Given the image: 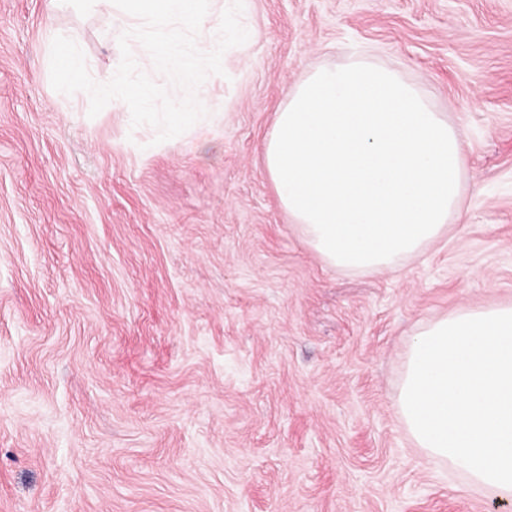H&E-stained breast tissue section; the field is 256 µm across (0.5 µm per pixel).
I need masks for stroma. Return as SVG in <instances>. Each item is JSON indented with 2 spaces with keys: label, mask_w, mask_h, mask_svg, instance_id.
<instances>
[{
  "label": "stroma",
  "mask_w": 512,
  "mask_h": 512,
  "mask_svg": "<svg viewBox=\"0 0 512 512\" xmlns=\"http://www.w3.org/2000/svg\"><path fill=\"white\" fill-rule=\"evenodd\" d=\"M205 116L155 143L56 92L108 10L0 0V512H490L399 420L428 319L512 302V0H247ZM370 49L467 147L463 217L402 267L302 241L262 144L309 67Z\"/></svg>",
  "instance_id": "35a3bbf8"
}]
</instances>
